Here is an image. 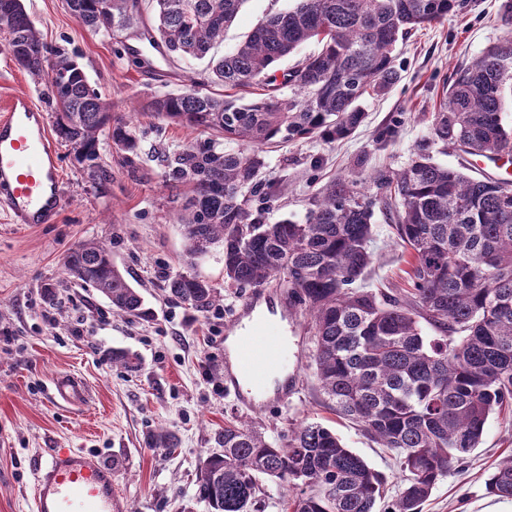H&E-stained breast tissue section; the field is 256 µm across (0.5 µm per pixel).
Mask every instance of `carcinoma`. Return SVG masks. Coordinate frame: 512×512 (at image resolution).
I'll return each instance as SVG.
<instances>
[{
	"mask_svg": "<svg viewBox=\"0 0 512 512\" xmlns=\"http://www.w3.org/2000/svg\"><path fill=\"white\" fill-rule=\"evenodd\" d=\"M246 0H151L155 34L148 33L142 0H65L90 30L107 35L136 30L169 58L206 61L214 96L196 89L153 96L150 114L212 138L189 141L166 159L169 181L189 189L181 221L186 253L224 251V282L259 288L279 280L289 304L310 318L313 373L319 392L339 417L390 449L402 472L396 498L383 512H422L439 479L460 468L479 446L489 417L512 406V186L474 178L434 160L433 148L460 145L476 157L512 154L505 122V90H512V38L486 48L455 71L432 113L430 136L418 141L408 164L379 171L410 287L366 285L373 263V212L357 181L332 180L302 223L272 224L256 216L243 195L268 199L288 184L259 179L261 151L275 140H344L364 122L361 101L385 93L400 75L397 43L412 31L457 11V0H296L293 8L258 24L237 49L217 55L224 30ZM0 29L16 65L44 84L56 112L55 133L71 145L92 179L98 135L135 154L130 122L112 116L91 89L77 57L49 49L24 0H0ZM318 52L276 74V63L302 44ZM257 86L262 97L235 94ZM287 87L290 95L281 94ZM237 144L220 147L219 139ZM65 271L100 291L116 312L142 315V299L99 241L68 250ZM171 297L204 312L218 291L198 276L168 280ZM152 448H175L159 429ZM221 451L196 473V499L207 512H259V481L299 489L284 512H377L386 477L348 448L331 428L304 422L272 443L244 425L224 424ZM488 494L512 498V456L486 482Z\"/></svg>",
	"mask_w": 512,
	"mask_h": 512,
	"instance_id": "1",
	"label": "carcinoma"
}]
</instances>
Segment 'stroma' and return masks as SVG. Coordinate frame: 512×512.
Returning <instances> with one entry per match:
<instances>
[{
	"label": "stroma",
	"instance_id": "1",
	"mask_svg": "<svg viewBox=\"0 0 512 512\" xmlns=\"http://www.w3.org/2000/svg\"><path fill=\"white\" fill-rule=\"evenodd\" d=\"M501 2L465 0L456 14L398 44L399 81L363 101L366 119L348 139L265 146L262 179L288 182L287 193L267 201L266 221H304L314 196L337 177L357 180L361 193L375 196L370 174L407 165L416 142L429 134L430 116L453 70L506 37ZM24 3L43 41L76 54L91 88L111 104L113 115L135 126L139 151L129 155L100 133L99 163L107 176L95 181L71 147L56 141L64 198L59 213L49 223L27 226L12 223L0 209V512H31L36 462L55 448H82L107 462L119 459L113 488L127 512H206L195 499L197 467L218 451L216 437L228 421L248 424L273 442L298 423H322L387 476L385 497L395 498L401 477L395 457L327 406L311 367L315 347L307 315L289 306L277 281L263 290L289 352L297 357L288 367V399L253 411L224 389L225 338L232 333L228 320L248 292L225 287L222 247L187 258L183 195L170 186L163 162L203 133L144 112L150 94L177 93L194 80L200 92L214 91L205 80L204 63L171 62L147 41L93 32L64 0ZM293 5L294 0H246L219 53L233 52L256 24ZM45 92L0 53V112L13 96L25 94L53 116ZM373 211L368 281L379 288H403L402 248L382 204ZM89 240L110 247L125 278L140 291L144 315L117 314L99 291L68 276L65 253ZM178 274L199 276L220 289L219 305L199 312L168 297L166 281ZM79 318L84 332L76 336L71 329ZM116 351L137 355L140 370L114 364ZM65 374L87 384L85 405L52 399V379ZM159 427L176 435L177 448L148 447L147 436ZM511 455L512 417L491 416L479 447L461 469L438 481L422 512H512V499L485 490L494 466Z\"/></svg>",
	"mask_w": 512,
	"mask_h": 512
}]
</instances>
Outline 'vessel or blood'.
I'll return each instance as SVG.
<instances>
[{
	"label": "vessel or blood",
	"mask_w": 512,
	"mask_h": 512,
	"mask_svg": "<svg viewBox=\"0 0 512 512\" xmlns=\"http://www.w3.org/2000/svg\"><path fill=\"white\" fill-rule=\"evenodd\" d=\"M63 204L58 155L44 115L29 96L11 99L0 116V206L16 224H44ZM271 350L263 337H252L237 360L236 374H225L226 388L249 409L257 404L240 380H258ZM56 399L81 405L89 399L78 378L51 382ZM114 471L99 457L77 448H60L41 462L33 483V512H118L112 492Z\"/></svg>",
	"instance_id": "b4317fda"
}]
</instances>
